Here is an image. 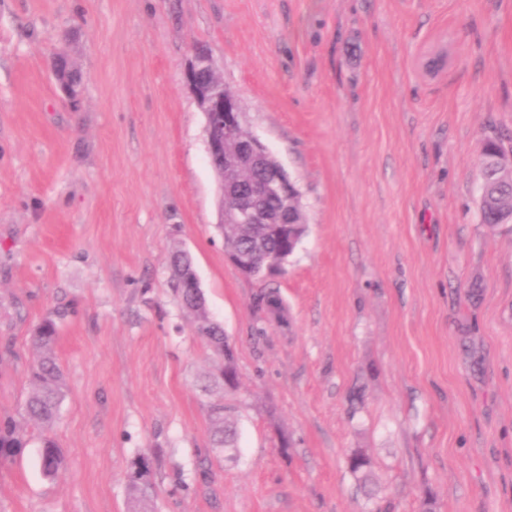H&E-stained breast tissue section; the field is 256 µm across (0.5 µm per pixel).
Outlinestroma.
<instances>
[{
	"label": "stroma",
	"mask_w": 512,
	"mask_h": 512,
	"mask_svg": "<svg viewBox=\"0 0 512 512\" xmlns=\"http://www.w3.org/2000/svg\"><path fill=\"white\" fill-rule=\"evenodd\" d=\"M196 43L301 192L277 318L224 257ZM487 138L512 147V0H0V418L30 437L0 462V512H133L141 456L150 512H512V224L480 221ZM179 251L236 393L204 389ZM60 305L49 480L23 404ZM173 266V291L181 300L184 308L193 315L196 334L206 341L219 358V367L215 373H212V384L209 387L213 386L223 392L235 391L238 387L236 361L234 351L224 336V329L220 324L211 322L204 302H197L193 299L190 290L198 288L197 295H200L197 277L193 288H187L191 283L190 270L193 268V263L183 252H180L174 257ZM203 321H207V323L202 325ZM227 376H231L230 381L227 380ZM208 416L212 448H235V422L224 402L209 405ZM133 472L130 476V488L134 499L141 503H144V497L149 493V489L152 488L151 473L152 465L148 458H138L133 465Z\"/></svg>",
	"instance_id": "1"
}]
</instances>
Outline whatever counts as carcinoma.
I'll use <instances>...</instances> for the list:
<instances>
[{
    "mask_svg": "<svg viewBox=\"0 0 512 512\" xmlns=\"http://www.w3.org/2000/svg\"><path fill=\"white\" fill-rule=\"evenodd\" d=\"M61 81L70 87L69 102L77 106L76 97L80 94V81L75 76L73 66L59 59ZM503 152L500 143L486 141L481 146L480 160L484 170L494 169L496 157ZM480 218L484 224H507L512 221V184H500L496 194L483 200ZM227 249L230 252L257 250L254 279L266 282L265 263L281 258L283 242L275 236L262 237V231L254 226L245 229H232L227 237ZM174 277L172 288L181 300L184 308L193 315L194 329L198 336L214 350L219 358V367L212 374V386L225 392L238 387L237 367L234 351L224 336V329L218 323L210 321L205 304L193 299L189 285L190 270L193 263L184 253L174 257ZM255 307L268 314L278 315L282 302L272 290L260 292L254 299ZM67 315V309L59 308L45 318L31 336L35 356L29 366L31 390L25 402L27 418L44 429L40 437V461L42 472L47 477L55 476L64 466V456L55 440L48 434L57 420L65 397V382L61 366L56 355L57 321ZM211 444L214 448H233L236 441V427L232 415L224 403L209 405ZM29 441L26 431L13 419L0 418V461H10L20 455ZM152 465L149 459L141 457L134 462L130 476V488L134 499L142 503L152 488Z\"/></svg>",
    "mask_w": 512,
    "mask_h": 512,
    "instance_id": "obj_1",
    "label": "carcinoma"
}]
</instances>
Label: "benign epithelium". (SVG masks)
Listing matches in <instances>:
<instances>
[{"label":"benign epithelium","mask_w":512,"mask_h":512,"mask_svg":"<svg viewBox=\"0 0 512 512\" xmlns=\"http://www.w3.org/2000/svg\"><path fill=\"white\" fill-rule=\"evenodd\" d=\"M216 71L213 58L201 46L191 49L186 86L206 119L208 159L224 158V178L218 183L221 224H266L273 231L301 223L300 191L281 162L257 137L244 133L237 98L207 82ZM261 168L263 174L242 186L245 174ZM275 201L270 208L267 202Z\"/></svg>","instance_id":"benign-epithelium-1"}]
</instances>
